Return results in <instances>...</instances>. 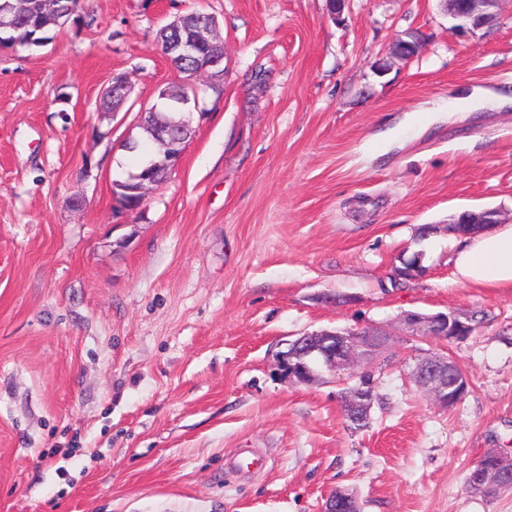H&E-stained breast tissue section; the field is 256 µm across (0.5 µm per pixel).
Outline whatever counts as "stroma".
<instances>
[{
  "mask_svg": "<svg viewBox=\"0 0 512 512\" xmlns=\"http://www.w3.org/2000/svg\"><path fill=\"white\" fill-rule=\"evenodd\" d=\"M86 9L92 26L0 46V512H322L338 489L362 512H512V489H464L512 451V288L454 282L448 229L487 208L512 224V0L473 32L443 0ZM191 9L218 18L224 82L195 78L179 169L116 213L137 118L100 93L123 73L153 104L175 77L157 32ZM408 312L482 323L421 340ZM367 326L391 348L353 430L351 378L301 384L278 360ZM431 352L469 381L446 410L411 379ZM250 451L265 468H236Z\"/></svg>",
  "mask_w": 512,
  "mask_h": 512,
  "instance_id": "1",
  "label": "stroma"
}]
</instances>
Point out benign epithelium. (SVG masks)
I'll return each instance as SVG.
<instances>
[{
    "label": "benign epithelium",
    "mask_w": 512,
    "mask_h": 512,
    "mask_svg": "<svg viewBox=\"0 0 512 512\" xmlns=\"http://www.w3.org/2000/svg\"><path fill=\"white\" fill-rule=\"evenodd\" d=\"M448 13L460 21L463 30H478L491 26L496 20L498 0H445ZM208 17L200 15L193 24H188L187 15L178 14L165 25L167 37L160 41L163 55L171 62L195 59L203 46V32ZM131 86L127 82L111 84L103 89L101 98H118L121 104L129 101ZM500 223L499 212L486 209L481 212H466L453 226L460 233H475L480 229ZM405 324L412 336L418 339L428 337L451 340L470 335L472 324L454 313L410 314ZM390 335L380 329L369 327L341 330H321L306 334L295 340L289 349L281 354L279 365L289 378L299 383H309L318 376V369L339 376L346 371L353 372L359 379L364 372L355 368L372 362L388 350ZM413 382L432 397L441 408L459 404L465 397L469 381L452 359L430 354L419 359L411 372ZM372 384L361 383L343 396L345 417L358 427L369 420L370 411L376 398ZM468 483L484 497H492L498 491L512 488V452L498 449L488 450L473 467ZM323 512H361L357 501L346 491L338 490L329 495Z\"/></svg>",
    "instance_id": "1"
}]
</instances>
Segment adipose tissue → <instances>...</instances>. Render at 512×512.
<instances>
[{"label":"adipose tissue","instance_id":"ef3b65f1","mask_svg":"<svg viewBox=\"0 0 512 512\" xmlns=\"http://www.w3.org/2000/svg\"><path fill=\"white\" fill-rule=\"evenodd\" d=\"M457 281L487 288H512V225L495 224L455 239Z\"/></svg>","mask_w":512,"mask_h":512}]
</instances>
